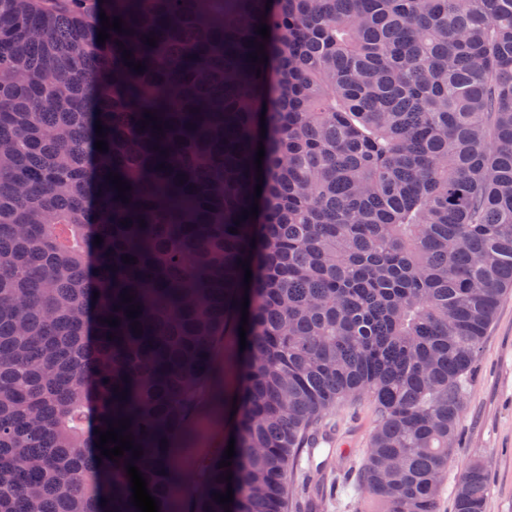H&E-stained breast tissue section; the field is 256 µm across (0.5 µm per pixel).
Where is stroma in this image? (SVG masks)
I'll list each match as a JSON object with an SVG mask.
<instances>
[{"label": "stroma", "instance_id": "1", "mask_svg": "<svg viewBox=\"0 0 512 512\" xmlns=\"http://www.w3.org/2000/svg\"><path fill=\"white\" fill-rule=\"evenodd\" d=\"M332 466L337 474L360 463L374 423L370 406L342 409L332 418ZM462 441L448 464L440 512H454V489L461 467L469 460L487 461L490 492L485 512H512V294L500 303L468 390L460 424ZM224 445V419L206 415L191 431L188 454L205 457Z\"/></svg>", "mask_w": 512, "mask_h": 512}]
</instances>
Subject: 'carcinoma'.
I'll use <instances>...</instances> for the list:
<instances>
[{
	"instance_id": "1",
	"label": "carcinoma",
	"mask_w": 512,
	"mask_h": 512,
	"mask_svg": "<svg viewBox=\"0 0 512 512\" xmlns=\"http://www.w3.org/2000/svg\"><path fill=\"white\" fill-rule=\"evenodd\" d=\"M510 289L512 0H0V512H139L129 463L160 512H226L229 470L231 512H313L300 455L366 401L355 496L439 512ZM221 359L232 465L185 468ZM489 491L469 461L454 512Z\"/></svg>"
}]
</instances>
